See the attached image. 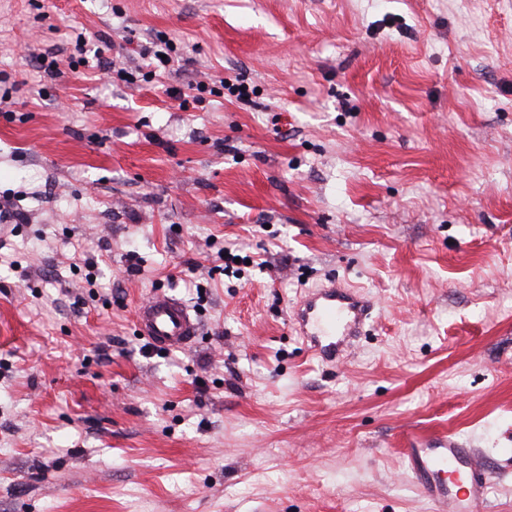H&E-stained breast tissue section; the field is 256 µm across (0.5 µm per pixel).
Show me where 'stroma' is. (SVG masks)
Masks as SVG:
<instances>
[{
	"instance_id": "obj_1",
	"label": "stroma",
	"mask_w": 512,
	"mask_h": 512,
	"mask_svg": "<svg viewBox=\"0 0 512 512\" xmlns=\"http://www.w3.org/2000/svg\"><path fill=\"white\" fill-rule=\"evenodd\" d=\"M75 29L176 59L40 71ZM0 85V512H434L411 433L512 512V0H0ZM158 291L200 334L147 355ZM172 50L173 45L169 40L150 38L145 44L142 43L139 45L138 55L143 61L148 62V64H145L146 67L151 66L153 60H157L160 64L166 66L172 60L169 58V51ZM161 55H166V59H162ZM370 302L356 288L337 285L318 288L302 301L297 320L300 336L322 359L334 362L369 317Z\"/></svg>"
}]
</instances>
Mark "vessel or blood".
Returning a JSON list of instances; mask_svg holds the SVG:
<instances>
[{"instance_id":"b4317fda","label":"vessel or blood","mask_w":512,"mask_h":512,"mask_svg":"<svg viewBox=\"0 0 512 512\" xmlns=\"http://www.w3.org/2000/svg\"><path fill=\"white\" fill-rule=\"evenodd\" d=\"M369 309L359 290L333 283L302 301L297 320L311 351L332 362L360 335ZM135 316L138 331L167 350L185 348L198 335V322L188 306L171 296L154 295ZM406 456L414 480L435 512H477L490 475L480 465L476 449L451 440L431 446L411 434Z\"/></svg>"}]
</instances>
